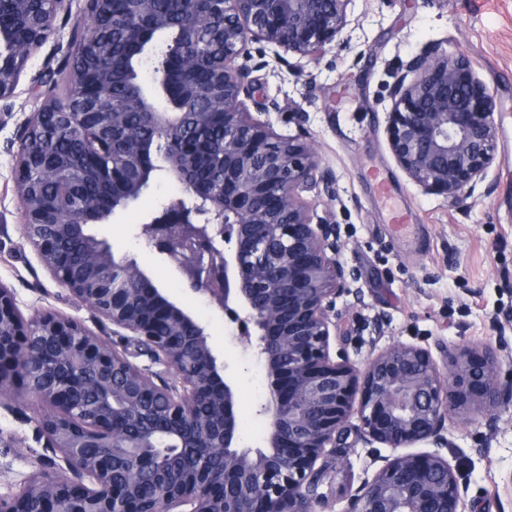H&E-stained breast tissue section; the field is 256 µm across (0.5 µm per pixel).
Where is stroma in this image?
<instances>
[{"label":"stroma","instance_id":"stroma-1","mask_svg":"<svg viewBox=\"0 0 512 512\" xmlns=\"http://www.w3.org/2000/svg\"><path fill=\"white\" fill-rule=\"evenodd\" d=\"M349 11L344 43L320 61L303 63L297 73L267 67L252 74L257 100L280 105L272 117L275 131L296 133L289 113L307 112L318 156L336 174V199L311 201L318 216L341 225V259L357 274L353 295L337 303L348 333L331 344L345 348L359 367L402 343L427 348L442 365L449 345L474 347L492 339L500 346L501 364L511 363L512 0H354ZM89 26L85 0H72L70 10L56 19L55 35L28 61L14 95L0 100V113L10 115L0 126V283L13 289L23 315L36 309L69 315L108 340L111 325L60 287L24 238L15 173L21 123L47 101L68 96L71 56ZM428 42L467 56L497 104V159L488 174L494 190L457 207L423 193L406 176L385 132L387 69ZM372 169L391 184L390 204L380 201L368 180ZM180 194L177 183L157 179L135 204L91 230L116 255L136 258L154 285L226 349L238 394L240 445L256 450L264 447L268 432L267 420L256 413L268 398L262 361L241 353L235 327L137 236L146 212ZM392 205L412 212L415 229L408 242L386 230ZM40 411L30 400L14 412L0 408L2 496L17 491L31 470V457L51 454L36 436ZM392 454L353 435L326 449L317 462L322 470L317 512H343L349 495L379 469L380 458ZM442 454L467 486L469 512H512V408L492 420L458 410L448 423Z\"/></svg>","mask_w":512,"mask_h":512}]
</instances>
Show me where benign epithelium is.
I'll use <instances>...</instances> for the list:
<instances>
[{
	"label": "benign epithelium",
	"instance_id": "obj_1",
	"mask_svg": "<svg viewBox=\"0 0 512 512\" xmlns=\"http://www.w3.org/2000/svg\"><path fill=\"white\" fill-rule=\"evenodd\" d=\"M93 42L105 3L127 6L121 34L123 68L139 122L110 108L113 90L72 68L73 91L45 103L19 127L17 190L24 237L53 279L112 325V335L173 370L154 375L87 330L78 320L35 310L24 317L12 289L0 283V399L19 406L11 377L26 381L27 395L43 407L36 430L57 459L37 457L34 470L0 512H315L325 449L354 430L367 444L429 451L385 459L348 499L343 512H466L448 447L447 423L463 406L494 417L512 404V377L504 381L490 343L477 350L448 345L440 368L426 348L397 344L358 369L343 351L331 353L339 331L332 319L337 299L350 293L356 273L340 255L341 225L314 219L307 192L333 200L335 173L321 165L307 140L306 112L296 113L297 134L282 136L271 124L276 100L258 103L248 45L263 42L301 59L320 60L340 45L353 0H181L175 23L181 43L205 30L215 49L206 68L198 55L160 50L150 36L168 24L153 19L154 0H86ZM71 0H0V99L14 95L28 60L55 33L57 15ZM154 90L133 79L130 63L155 54ZM244 59L238 63V59ZM388 85L386 135L400 169L421 190L458 204L487 195V172L497 156L495 100L461 53L429 43L398 60ZM254 105L256 112L249 110ZM224 129V166L208 167L199 149L205 134ZM61 132L99 149L126 146L100 168L84 149L74 163L43 147L23 145L38 134ZM98 168L112 198L87 206L79 179L63 181L70 206L59 207L40 187L69 172ZM158 177L180 183L181 197L147 214L140 224L145 247L170 260L188 289L204 295L237 342L265 364L269 400L266 449L238 445L237 390L205 328L156 288L134 258L115 256L104 240L75 255L58 240L71 224H102L136 202ZM360 401H355L356 387ZM167 402L166 433L156 442L149 403ZM358 424H349L351 415ZM191 440L199 466L154 497L134 481H117L116 468L135 477L164 476L169 449ZM93 452L83 453L81 449ZM64 463L75 477L57 476Z\"/></svg>",
	"mask_w": 512,
	"mask_h": 512
}]
</instances>
